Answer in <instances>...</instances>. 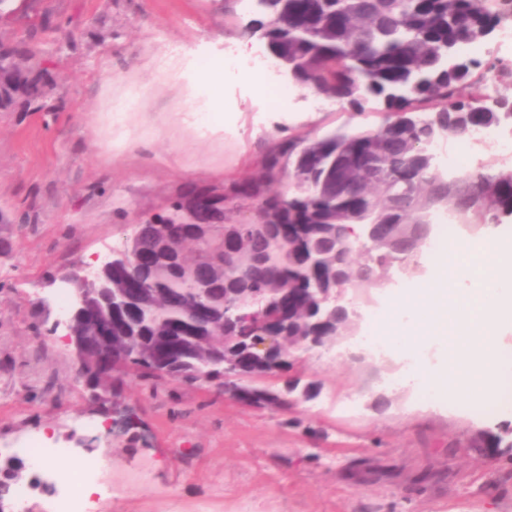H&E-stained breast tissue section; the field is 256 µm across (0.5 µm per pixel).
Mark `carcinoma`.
Listing matches in <instances>:
<instances>
[{"label":"carcinoma","mask_w":512,"mask_h":512,"mask_svg":"<svg viewBox=\"0 0 512 512\" xmlns=\"http://www.w3.org/2000/svg\"><path fill=\"white\" fill-rule=\"evenodd\" d=\"M266 19L245 27L260 34L277 65L292 71L304 87L340 100L362 113L378 102L387 119L373 128L345 126L322 136L288 137L273 143L253 174L199 189L171 207L187 210L203 194L213 207L224 204V235L201 240L194 225L176 229L196 255L174 248L157 225L165 214L144 219L139 234L143 263L138 274L146 294L128 304L132 312L112 324V345L126 356L109 374L93 376L104 389L133 375L155 390L154 374L166 358L176 380L194 385L196 372L213 353L224 357V388L256 408L284 411L297 399L317 396L315 385L298 389L288 351L305 337L349 336L350 320L327 315L319 301L342 287L371 301L370 290L384 274H422L421 254L437 235V219L469 238L483 236L512 218V161L482 162L450 174L436 148L476 129H512V98L493 94L484 73L512 84V65L470 57L461 49L486 42L512 21L504 0H257ZM35 52L0 43V112L21 99L30 112L56 104L33 76ZM243 211L253 224L235 223ZM375 227L373 242L347 241L348 228ZM364 253L355 263V250ZM231 259L237 273H217ZM312 303L276 309L260 320H224L228 302L248 303L258 292L300 295ZM182 297L169 305L168 296ZM198 299L214 314L211 324L194 325L187 309ZM274 334L285 349L263 359L252 342ZM284 376V387L260 383ZM512 449L505 435L481 432L472 447Z\"/></svg>","instance_id":"carcinoma-1"}]
</instances>
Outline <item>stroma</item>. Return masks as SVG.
I'll return each mask as SVG.
<instances>
[{
    "label": "stroma",
    "mask_w": 512,
    "mask_h": 512,
    "mask_svg": "<svg viewBox=\"0 0 512 512\" xmlns=\"http://www.w3.org/2000/svg\"><path fill=\"white\" fill-rule=\"evenodd\" d=\"M257 16L245 0H32L0 20V41L37 50L58 106L0 112V465L28 436L67 448L59 468L105 457L96 512H512V450L471 446L478 431L512 426V411L388 386L403 359L361 350L358 337L335 358L322 348L299 359L319 393L283 411L132 378L94 406L71 346L48 335L62 296L47 281L121 246L145 216L247 178L272 141L382 121L383 110L355 113L284 75L280 97L257 94L239 55L244 44L269 55L243 33ZM201 58L225 69L219 107L188 93ZM215 109L231 113L226 129ZM268 112L289 118L268 124ZM114 402L141 441L106 433Z\"/></svg>",
    "instance_id": "35a3bbf8"
}]
</instances>
